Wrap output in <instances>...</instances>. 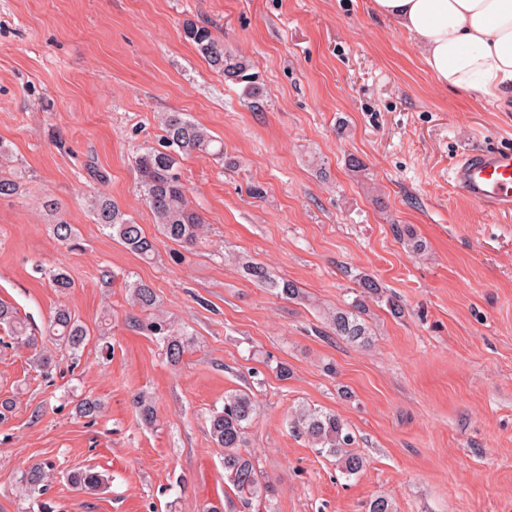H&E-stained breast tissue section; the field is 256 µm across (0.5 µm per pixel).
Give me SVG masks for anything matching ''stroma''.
Wrapping results in <instances>:
<instances>
[{
	"label": "stroma",
	"instance_id": "stroma-1",
	"mask_svg": "<svg viewBox=\"0 0 512 512\" xmlns=\"http://www.w3.org/2000/svg\"><path fill=\"white\" fill-rule=\"evenodd\" d=\"M188 19L249 60L261 110L184 38ZM160 112L204 124L228 154L181 164L206 224L189 249L159 239L133 168L161 136ZM0 139L27 172L22 195L0 199V300L40 331L66 304L89 331L79 364L55 346L45 372L0 333V399L15 401L0 420V512L44 500L54 512H204L228 489L208 417L236 389L254 396L249 449L274 488L250 512H367L380 496L395 512H512V211L452 182L466 150L512 149V111L440 86L367 0H0ZM101 195L156 239L154 259L94 223ZM47 196L79 247L54 238ZM242 256L302 298L256 285ZM56 265L74 281L63 296L43 274ZM365 274L381 292L365 300L363 345L334 336L326 315ZM137 279L191 336L178 365L128 322L124 283ZM141 393L154 426L139 422ZM83 397L102 401L101 418L76 415ZM305 409L343 420L362 472L343 476L294 428ZM40 462L53 465L43 495L22 483ZM90 466L105 489L69 482Z\"/></svg>",
	"mask_w": 512,
	"mask_h": 512
}]
</instances>
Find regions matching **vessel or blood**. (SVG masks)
<instances>
[{
	"label": "vessel or blood",
	"instance_id": "1",
	"mask_svg": "<svg viewBox=\"0 0 512 512\" xmlns=\"http://www.w3.org/2000/svg\"><path fill=\"white\" fill-rule=\"evenodd\" d=\"M455 187L487 207L512 209V150L464 153L453 169Z\"/></svg>",
	"mask_w": 512,
	"mask_h": 512
}]
</instances>
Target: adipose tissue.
Listing matches in <instances>:
<instances>
[{
	"label": "adipose tissue",
	"mask_w": 512,
	"mask_h": 512,
	"mask_svg": "<svg viewBox=\"0 0 512 512\" xmlns=\"http://www.w3.org/2000/svg\"><path fill=\"white\" fill-rule=\"evenodd\" d=\"M420 49L438 84L478 100L512 95V0H370Z\"/></svg>",
	"instance_id": "adipose-tissue-1"
}]
</instances>
